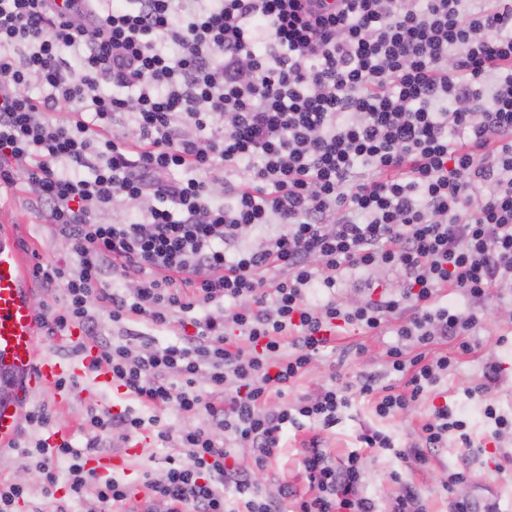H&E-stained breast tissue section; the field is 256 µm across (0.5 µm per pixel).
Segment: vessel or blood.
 Here are the masks:
<instances>
[{
	"label": "vessel or blood",
	"instance_id": "vessel-or-blood-1",
	"mask_svg": "<svg viewBox=\"0 0 512 512\" xmlns=\"http://www.w3.org/2000/svg\"><path fill=\"white\" fill-rule=\"evenodd\" d=\"M27 264L13 234L0 230V368L17 374L10 399L0 402V446L15 439L21 412L31 396L56 389L70 363L41 355L38 320L26 288Z\"/></svg>",
	"mask_w": 512,
	"mask_h": 512
}]
</instances>
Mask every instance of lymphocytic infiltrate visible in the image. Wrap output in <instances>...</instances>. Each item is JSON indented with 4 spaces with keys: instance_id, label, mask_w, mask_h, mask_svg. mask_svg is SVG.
<instances>
[{
    "instance_id": "f902f5d3",
    "label": "lymphocytic infiltrate",
    "mask_w": 512,
    "mask_h": 512,
    "mask_svg": "<svg viewBox=\"0 0 512 512\" xmlns=\"http://www.w3.org/2000/svg\"><path fill=\"white\" fill-rule=\"evenodd\" d=\"M124 114L129 136L113 131ZM241 165L248 181L216 199L211 174ZM20 184L71 256L32 268L63 288L39 321L79 329L94 369L152 411L91 412L88 447L149 429L181 451L145 473L140 497L93 477L66 437L37 440L24 456L44 497L61 466L69 496L93 493L107 512H374L360 451L333 463L321 436L358 399L381 418L427 411L417 441L369 427L362 448L422 469L449 441L465 448L446 492L484 455L456 404L431 395L482 324L443 291L481 303L512 289V0H0V186ZM122 197L136 220L102 223ZM271 223L279 234L239 247ZM348 269L402 282L354 305L335 296ZM116 278L131 291L113 292ZM315 285L326 300H308ZM102 308L179 325L180 341L107 340ZM350 327L395 333L385 363L402 387L335 373L289 398L330 331ZM441 340L455 352H433ZM500 370L487 362L465 391L494 440L512 432ZM170 409L190 424L164 422ZM291 429L312 432L308 492L272 494L250 472Z\"/></svg>"
}]
</instances>
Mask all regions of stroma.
<instances>
[{"label": "stroma", "instance_id": "1", "mask_svg": "<svg viewBox=\"0 0 512 512\" xmlns=\"http://www.w3.org/2000/svg\"><path fill=\"white\" fill-rule=\"evenodd\" d=\"M33 193L24 186L0 194V225L11 226L19 249L28 263L41 262L62 265L68 262L66 242L57 237L49 224L38 213L33 202ZM484 319L482 329L472 336L471 353L459 356L455 367L449 371L447 379L438 387L439 395L457 403L469 417L471 431L475 439L488 437L482 406L474 400L466 399L463 391L471 386L482 374L484 365L491 360L502 365L500 381L494 397L501 411L512 414V340L499 343V335L512 333V294L503 293L491 298L487 307L480 312ZM101 330L105 336L123 340L125 335L141 337L157 347H164L176 341L179 330L172 327L159 329L143 320L114 324L108 316L100 318ZM393 334L375 335L347 330L337 334L335 340L324 349L317 361L294 387V394L310 393L328 381L331 374H341L345 379L355 380L359 373L379 372L384 368L385 351L393 344ZM137 408L136 400L127 398L113 387L100 383L95 374L80 371L74 388L63 390L61 397L47 393L35 398L30 410L48 409L51 420L48 427L30 426L21 422L14 443L10 448L0 450V484L15 482L21 473L31 472L29 463L22 452L37 439L47 437L49 432L60 431L71 439L75 448H83L86 443L85 420L90 411H102L111 407ZM426 419L424 410L417 409L393 418H377L370 404L356 400L344 414L335 430L325 436V446L333 461L344 460L353 450H361L365 469V490L374 498L379 512H389L397 486L392 482V471H400L404 480L410 481L426 498L429 512H452L453 498L473 497L481 505H494L496 512H512V435L504 436L499 447L490 448L480 461L471 467L467 483L456 488L454 493H446L442 484L448 477V470L461 463L463 451L456 443L439 449L428 468L405 467L388 455H378L370 449H359L356 437L365 426H374L397 434L402 441L416 440ZM309 434L305 431L288 432L284 446L278 456L272 459L267 468L256 471L254 478L258 484L275 487L286 484L298 490H306L307 483L300 464L304 440ZM96 456L109 457L115 462L116 478L128 483L134 493L142 491L144 472H160L166 465L168 449L155 447L149 433H142L125 441L115 436L96 449ZM28 484L30 493L16 503L15 512H100L97 503L73 501L65 491H57L55 500H47L41 493L42 476L31 472Z\"/></svg>", "mask_w": 512, "mask_h": 512}]
</instances>
